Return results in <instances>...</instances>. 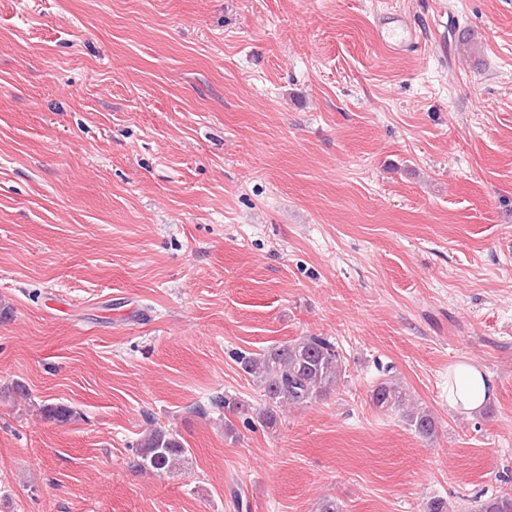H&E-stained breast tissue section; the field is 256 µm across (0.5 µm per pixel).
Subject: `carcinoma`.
Here are the masks:
<instances>
[{
    "instance_id": "carcinoma-1",
    "label": "carcinoma",
    "mask_w": 512,
    "mask_h": 512,
    "mask_svg": "<svg viewBox=\"0 0 512 512\" xmlns=\"http://www.w3.org/2000/svg\"><path fill=\"white\" fill-rule=\"evenodd\" d=\"M242 370L256 380L264 396L257 413L268 428L277 422L279 409L306 406L327 395L342 380V361L334 345L322 336H303L271 347L261 353L238 355ZM373 405L381 412H403L406 423L422 437L435 433L431 414L423 409L405 408L406 393L393 382H380L372 390ZM40 415L50 422L68 423L77 411L68 405L44 403ZM189 453L176 434L162 427L150 429L136 449L135 466L158 475L176 469ZM474 512H512V494L503 493L483 500Z\"/></svg>"
}]
</instances>
